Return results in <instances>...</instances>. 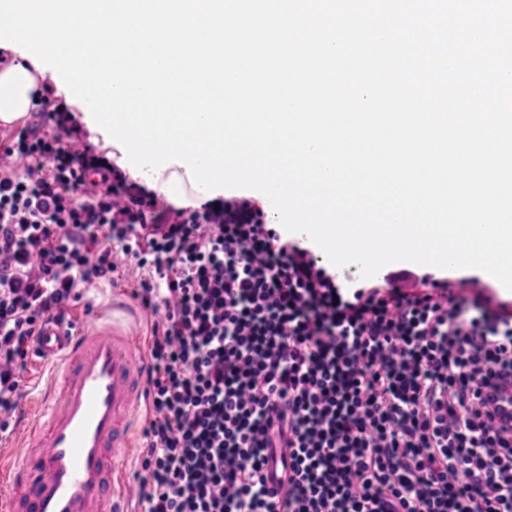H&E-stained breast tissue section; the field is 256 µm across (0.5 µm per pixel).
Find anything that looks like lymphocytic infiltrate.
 Masks as SVG:
<instances>
[{"mask_svg":"<svg viewBox=\"0 0 512 512\" xmlns=\"http://www.w3.org/2000/svg\"><path fill=\"white\" fill-rule=\"evenodd\" d=\"M97 181H89V174ZM133 278L152 319L142 512H512V304L348 285L254 199L175 208L41 123L0 143V432L43 324ZM113 288L125 290L130 298L133 299L131 296L132 286L125 280L116 279L114 282L110 280L95 281L85 288L83 297L71 307L69 312L77 310L87 317H91L94 309H102L108 306L112 298Z\"/></svg>","mask_w":512,"mask_h":512,"instance_id":"1","label":"lymphocytic infiltrate"}]
</instances>
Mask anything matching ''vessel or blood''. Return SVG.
Returning a JSON list of instances; mask_svg holds the SVG:
<instances>
[{
  "label": "vessel or blood",
  "instance_id": "1",
  "mask_svg": "<svg viewBox=\"0 0 512 512\" xmlns=\"http://www.w3.org/2000/svg\"><path fill=\"white\" fill-rule=\"evenodd\" d=\"M123 298L43 327L31 358L45 375L18 411L19 453L0 452V512H134L127 453L148 402L145 339Z\"/></svg>",
  "mask_w": 512,
  "mask_h": 512
}]
</instances>
